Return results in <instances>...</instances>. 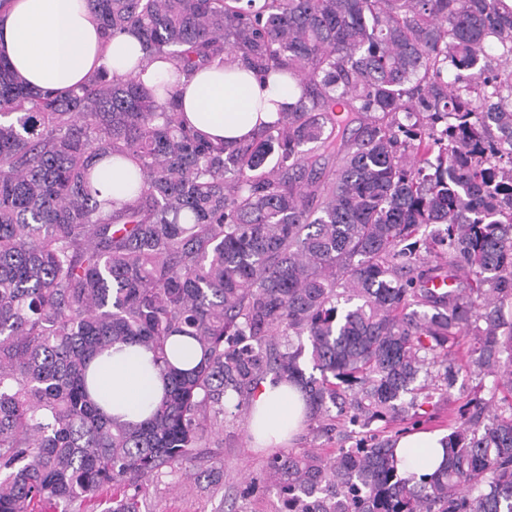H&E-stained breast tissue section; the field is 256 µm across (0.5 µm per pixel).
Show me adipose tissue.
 <instances>
[{"label":"adipose tissue","instance_id":"adipose-tissue-1","mask_svg":"<svg viewBox=\"0 0 512 512\" xmlns=\"http://www.w3.org/2000/svg\"><path fill=\"white\" fill-rule=\"evenodd\" d=\"M0 55L30 87L67 94L95 72L133 75L142 83L177 85L188 125L214 142L233 146L270 120L279 107L294 103L299 89L287 79H260L253 72L215 62L189 75L171 61L141 62L136 35L106 36L86 0H7L0 7ZM94 397L122 422L147 418L161 400L165 379L152 354L138 345L117 343L111 356L95 359ZM305 403L297 387L265 381L249 412L248 431L259 448H282L304 429ZM444 436L409 433L395 445L397 467L418 476L444 461Z\"/></svg>","mask_w":512,"mask_h":512}]
</instances>
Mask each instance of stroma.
<instances>
[{
    "instance_id": "1",
    "label": "stroma",
    "mask_w": 512,
    "mask_h": 512,
    "mask_svg": "<svg viewBox=\"0 0 512 512\" xmlns=\"http://www.w3.org/2000/svg\"><path fill=\"white\" fill-rule=\"evenodd\" d=\"M473 386L469 371H461L448 400L428 408L417 429H447L458 409L473 398ZM269 454V449L254 447L245 424L225 422L223 447L199 449L188 469L151 481L146 508L148 512H278L281 503L272 487L247 501L235 498L246 477L263 475ZM214 467L224 471V486L216 492L204 480L206 471Z\"/></svg>"
}]
</instances>
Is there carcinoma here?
Instances as JSON below:
<instances>
[{
    "label": "carcinoma",
    "mask_w": 512,
    "mask_h": 512,
    "mask_svg": "<svg viewBox=\"0 0 512 512\" xmlns=\"http://www.w3.org/2000/svg\"><path fill=\"white\" fill-rule=\"evenodd\" d=\"M141 61L214 60L301 94L234 147L183 124L177 86L92 75L37 93L0 58V512H142L147 483L298 385L332 453L284 450L238 489L281 512H512V6L506 0H87ZM130 163L101 198L95 162ZM439 224L432 239L421 228ZM446 278L445 290L429 283ZM174 336L202 352L172 361ZM466 367L479 412L415 480L398 435ZM141 345L165 380L139 423L88 371Z\"/></svg>",
    "instance_id": "carcinoma-1"
}]
</instances>
